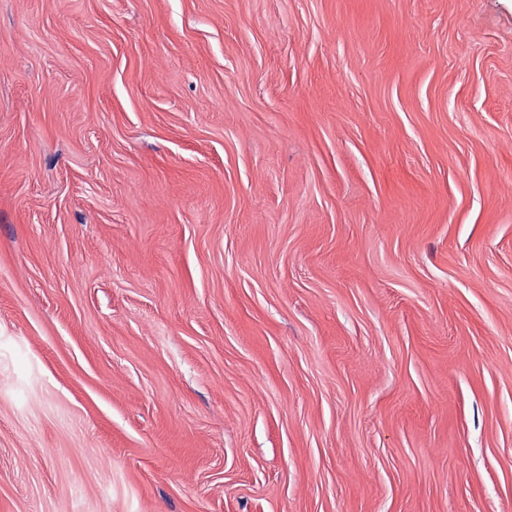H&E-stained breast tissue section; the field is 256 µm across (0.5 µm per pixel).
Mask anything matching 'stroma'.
<instances>
[{"mask_svg": "<svg viewBox=\"0 0 512 512\" xmlns=\"http://www.w3.org/2000/svg\"><path fill=\"white\" fill-rule=\"evenodd\" d=\"M0 512H512V0H0Z\"/></svg>", "mask_w": 512, "mask_h": 512, "instance_id": "stroma-1", "label": "stroma"}]
</instances>
